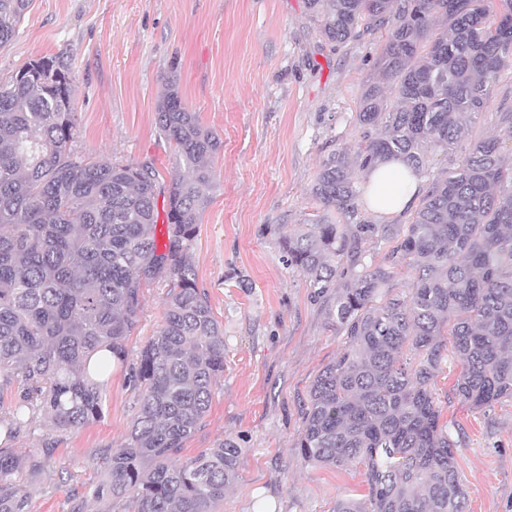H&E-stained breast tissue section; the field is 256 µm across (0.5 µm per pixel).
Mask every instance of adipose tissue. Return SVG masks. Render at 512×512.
Listing matches in <instances>:
<instances>
[{
  "mask_svg": "<svg viewBox=\"0 0 512 512\" xmlns=\"http://www.w3.org/2000/svg\"><path fill=\"white\" fill-rule=\"evenodd\" d=\"M368 183L372 190L370 208L384 217H396L410 210L425 189L420 175L397 160L373 169Z\"/></svg>",
  "mask_w": 512,
  "mask_h": 512,
  "instance_id": "1",
  "label": "adipose tissue"
}]
</instances>
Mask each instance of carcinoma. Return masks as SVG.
<instances>
[{"mask_svg": "<svg viewBox=\"0 0 512 512\" xmlns=\"http://www.w3.org/2000/svg\"><path fill=\"white\" fill-rule=\"evenodd\" d=\"M28 5L0 0V47L16 37ZM306 7L329 43L385 31L378 77L356 113L364 175L393 159L419 172L426 147L452 149L512 67V0ZM72 96L69 65L58 57L0 82V392L17 387L12 410L0 414V482L48 471L54 440L36 458L8 446L36 415L58 432L102 417L112 358L129 355L142 288L163 280V323L128 377L138 407L91 499L105 512H215L243 448L229 437L194 458L181 452L224 373V329L190 261L223 142L169 79L156 106L158 135L174 145L160 247L155 171L75 152ZM311 192L323 214L283 238L282 250L347 341L311 383L298 455L311 465L364 466L367 500L340 499L333 512H467L454 464L461 440L442 421L433 385L448 334L462 362L455 397L478 410L512 399V163L499 139L474 142L448 175L432 178L404 224L358 218L360 188L343 150L323 161ZM368 242L392 244L383 262L366 261ZM403 270L409 289L395 294ZM28 504L26 493L0 485V512H29Z\"/></svg>", "mask_w": 512, "mask_h": 512, "instance_id": "obj_1", "label": "carcinoma"}]
</instances>
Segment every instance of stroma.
<instances>
[{"mask_svg": "<svg viewBox=\"0 0 512 512\" xmlns=\"http://www.w3.org/2000/svg\"><path fill=\"white\" fill-rule=\"evenodd\" d=\"M385 36L325 42L305 0H32L18 36L0 49V81L30 61L60 56L73 77V147L89 160L149 163L168 185L172 145L155 129L158 98L176 78L185 105L223 146L216 185L191 250L197 284L224 328V375L211 409L182 452L190 458L224 438L240 440L238 474L217 512H333L338 499L368 493L363 467L304 464L298 454L311 382L336 359L345 338L311 297L303 272L288 268L280 242L315 223L311 193L329 154L356 155V112ZM512 68L503 69L466 140L429 152L428 172L446 174L479 139L498 137L512 161ZM164 283L143 290L128 348L138 352L163 320ZM461 370L449 354L435 400L464 431L455 466L469 512H512V400L472 410L450 389ZM128 367L115 364L104 416L58 433L46 416L11 445L25 456L55 439L41 478L11 477L30 512H68L74 494L105 475L101 457L122 443L135 413Z\"/></svg>", "mask_w": 512, "mask_h": 512, "instance_id": "1", "label": "stroma"}]
</instances>
